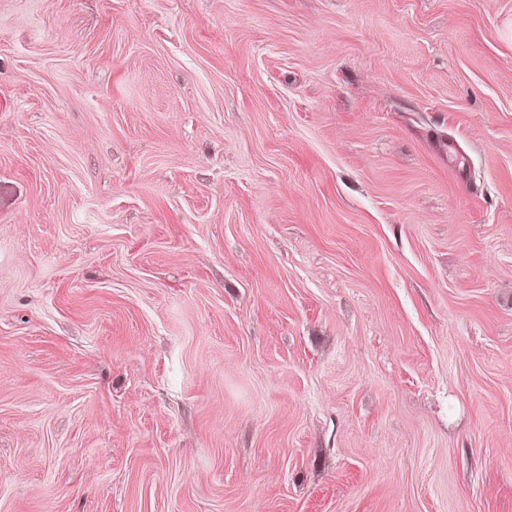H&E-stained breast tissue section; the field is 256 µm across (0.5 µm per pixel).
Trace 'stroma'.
<instances>
[{
  "label": "stroma",
  "mask_w": 512,
  "mask_h": 512,
  "mask_svg": "<svg viewBox=\"0 0 512 512\" xmlns=\"http://www.w3.org/2000/svg\"><path fill=\"white\" fill-rule=\"evenodd\" d=\"M0 512H512V0H0Z\"/></svg>",
  "instance_id": "stroma-1"
}]
</instances>
